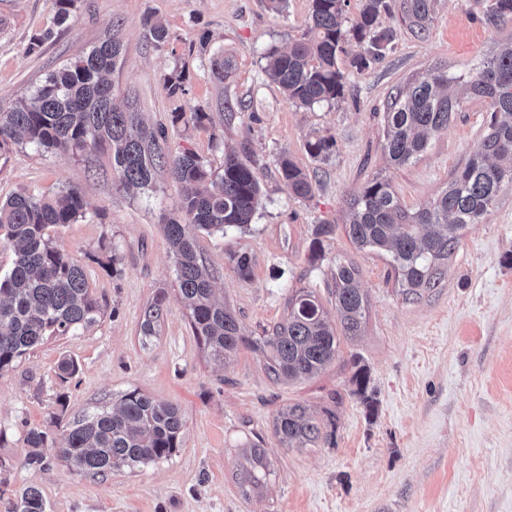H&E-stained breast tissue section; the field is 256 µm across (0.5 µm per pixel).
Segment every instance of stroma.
<instances>
[{"mask_svg":"<svg viewBox=\"0 0 512 512\" xmlns=\"http://www.w3.org/2000/svg\"><path fill=\"white\" fill-rule=\"evenodd\" d=\"M484 0H438L426 35L383 16L394 47L382 63L348 77L340 105L290 104L264 72L270 49H287L306 29L310 0L284 12L266 0H79L69 25L53 0H0V103L29 96L105 35L122 44L112 99L164 127L170 152H194L214 173L235 152L259 170L261 196L245 230L197 233L215 295L245 335L260 336L288 314V298L312 289L334 312L337 260L355 262L369 299L361 336L312 378L272 379L250 348L214 361L193 333L180 300L175 259L162 218L184 194L159 175L148 188L116 189L108 152L93 160L70 152L11 146L0 152V200L25 191H83L86 218L49 228L59 250L84 266L99 302L97 320L74 336H50L0 375V512L17 493L39 488L47 512H512V185L482 223L468 225L448 260L442 287L415 300L396 287L385 255L361 252L343 226L350 195L386 178L408 211L427 206L478 148L490 116L473 99L426 151L403 166L385 150L389 95L428 72L471 69L512 39V20L493 24ZM170 33L163 47L146 18ZM214 59L232 68L224 79ZM183 74L170 98L164 75ZM182 116H175V108ZM335 141L329 160L313 159L309 139ZM288 155L312 178V193H289L278 172ZM332 234L316 237L318 225ZM120 257L109 265L110 253ZM247 254L248 278L233 258ZM165 300L156 335H142L147 305ZM76 372L60 377L57 363ZM369 383L358 395L353 375ZM137 390L174 404L184 420L175 453L106 477L77 473L43 448L46 466L25 462L30 428L54 430ZM301 404L332 420L334 436L315 448L280 447L277 411ZM268 461L259 488L240 482L251 444Z\"/></svg>","mask_w":512,"mask_h":512,"instance_id":"35a3bbf8","label":"stroma"}]
</instances>
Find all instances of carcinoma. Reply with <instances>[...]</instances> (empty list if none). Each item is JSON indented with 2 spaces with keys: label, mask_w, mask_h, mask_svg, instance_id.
Segmentation results:
<instances>
[{
  "label": "carcinoma",
  "mask_w": 512,
  "mask_h": 512,
  "mask_svg": "<svg viewBox=\"0 0 512 512\" xmlns=\"http://www.w3.org/2000/svg\"><path fill=\"white\" fill-rule=\"evenodd\" d=\"M308 28L285 51L271 49L266 74L283 89L289 102L309 108L343 100L345 70L339 67L344 45L355 41L360 51L350 60L361 74L381 63L391 49L395 30L378 28L381 15L392 14L394 0H361L357 18L346 24V0H311ZM437 0H401L402 21L418 35L429 31ZM77 0H54L55 19L69 22ZM487 18L512 20V0H485ZM159 48L169 32L159 21L147 22ZM121 44L106 36L87 55L46 77L33 94L7 107L0 105V150L10 145L112 154L118 186L145 188L160 173L185 186L178 214L164 218V232L176 260L177 279L194 335L214 360L224 362L252 346L265 358L270 377L310 378L337 355L340 337L353 339L363 330L368 298L360 288L361 269L336 260V322L312 291L299 289L288 299V316L267 336L251 339L228 308L216 301L212 277L197 251L195 232L242 230L256 212L261 183L255 165L229 154L223 174L215 176L193 152L171 154L163 128L147 126L137 112L112 105V83ZM490 101V119L477 150L453 176L448 188L429 205L406 210L389 181L375 176L348 202L345 231L360 250L386 253L398 287L418 298L439 287L447 270L438 261L460 244L461 231L479 224L512 185V40L466 73L432 71L396 89L390 96L385 122V150L401 166L417 158L429 136L448 128L461 99ZM335 146L331 137L307 141L311 157L326 160ZM279 174L297 197L311 192V177L288 158L279 160ZM84 198L76 188L53 194L23 192L0 201V240L14 253L10 270L0 275V374L47 336H70L96 322L99 305L90 292L80 261L58 250L48 228L86 217ZM164 315V299H154L141 322L145 336L155 333ZM184 422L179 409L137 390L122 396L119 406L104 408L65 427L58 456L84 475L105 476L138 464L148 465L172 455ZM274 435L285 448H314L328 439L327 424L295 404L279 410ZM41 428L28 430L25 462L45 466L40 449L56 443ZM251 470L245 481L256 486L254 469L264 466L261 449L249 450ZM7 512H47L42 492L23 489Z\"/></svg>",
  "instance_id": "cac0c4a2"
}]
</instances>
